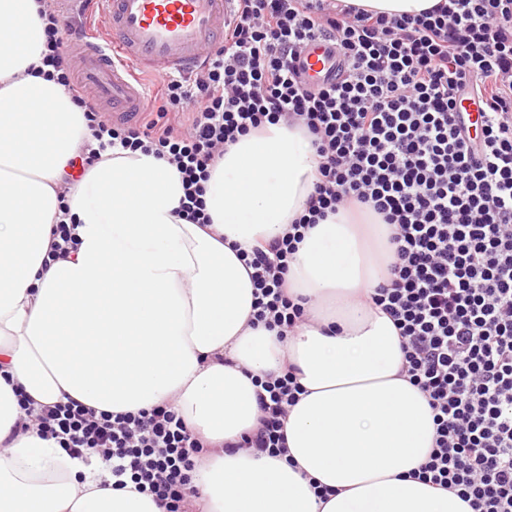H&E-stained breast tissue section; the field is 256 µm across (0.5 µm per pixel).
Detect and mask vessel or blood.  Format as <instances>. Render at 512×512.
Wrapping results in <instances>:
<instances>
[{
	"label": "vessel or blood",
	"mask_w": 512,
	"mask_h": 512,
	"mask_svg": "<svg viewBox=\"0 0 512 512\" xmlns=\"http://www.w3.org/2000/svg\"><path fill=\"white\" fill-rule=\"evenodd\" d=\"M101 23L82 40L77 77L115 117L142 112L146 74H186L224 36L232 0H98ZM308 82L335 77L339 58L332 44L310 42L301 56Z\"/></svg>",
	"instance_id": "vessel-or-blood-1"
}]
</instances>
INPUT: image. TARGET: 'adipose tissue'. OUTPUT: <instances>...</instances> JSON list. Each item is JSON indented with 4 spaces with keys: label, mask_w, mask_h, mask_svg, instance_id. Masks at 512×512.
<instances>
[{
    "label": "adipose tissue",
    "mask_w": 512,
    "mask_h": 512,
    "mask_svg": "<svg viewBox=\"0 0 512 512\" xmlns=\"http://www.w3.org/2000/svg\"><path fill=\"white\" fill-rule=\"evenodd\" d=\"M38 10L0 0V512H164L114 488L99 460L41 437L26 398L114 414L170 407L210 448L189 485L207 512H472L411 476L436 425L401 374L398 330L371 301L391 257L370 252L348 213L309 229L289 264L309 322L285 336L248 325L255 289L237 252L282 237L303 211L318 166L303 131L270 124L227 146L205 185V226L178 214L176 167L139 150L68 184L90 130L64 88L33 73ZM61 218L78 244L52 261ZM288 365L305 393L285 422L286 455L227 452L256 425L257 379Z\"/></svg>",
    "instance_id": "adipose-tissue-1"
}]
</instances>
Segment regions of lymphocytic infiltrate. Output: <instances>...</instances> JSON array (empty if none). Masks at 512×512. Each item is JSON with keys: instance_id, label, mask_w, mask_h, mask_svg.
I'll return each mask as SVG.
<instances>
[{"instance_id": "f902f5d3", "label": "lymphocytic infiltrate", "mask_w": 512, "mask_h": 512, "mask_svg": "<svg viewBox=\"0 0 512 512\" xmlns=\"http://www.w3.org/2000/svg\"><path fill=\"white\" fill-rule=\"evenodd\" d=\"M42 64L83 112L96 142L175 164L182 215L209 223L210 167L238 136L287 120L319 157L304 211L286 235L243 253L254 321L306 318L285 289L307 229L341 207H369L392 227L387 284L372 301L402 338L404 372L434 414L435 444L418 480L455 491L472 512H512V0H442L417 15L372 13L343 0H236L204 67L163 79L150 119L113 123L80 88L68 45L79 35L55 0L41 12ZM336 47L342 74L308 86L297 60L314 38ZM478 100L470 135L459 97ZM303 388L293 367L261 383L260 415L239 448L286 453L284 425ZM38 432L72 456L94 453L166 512H189L202 439L164 407L95 411L74 400L33 411Z\"/></svg>"}]
</instances>
